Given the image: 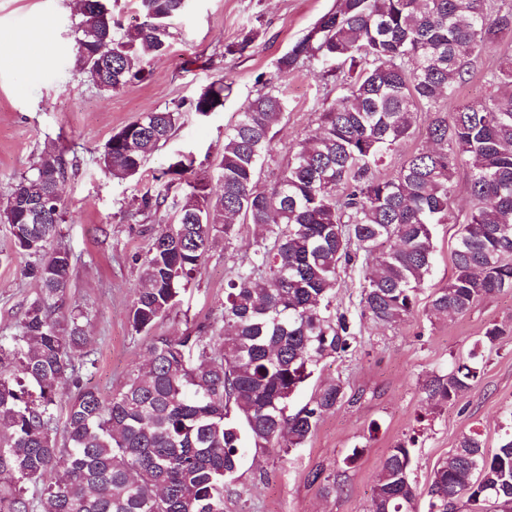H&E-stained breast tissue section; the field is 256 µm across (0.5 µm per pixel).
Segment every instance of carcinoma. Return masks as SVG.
Listing matches in <instances>:
<instances>
[{
  "mask_svg": "<svg viewBox=\"0 0 512 512\" xmlns=\"http://www.w3.org/2000/svg\"><path fill=\"white\" fill-rule=\"evenodd\" d=\"M143 21L126 30L107 0L80 10L76 62L106 92L142 83L147 57L164 54L169 22L185 0H138ZM512 30V10L487 0H340L282 55L277 78L317 60L346 93L318 117L275 183L257 187L286 101L275 87L248 100L224 134L214 198L203 177L185 178L179 160L153 176L155 189L136 199V213L175 209L178 223L151 236L129 309L137 333L149 332L175 306L199 271L215 233L232 245L237 221L260 230L249 257L224 287V332L156 336L145 362L104 397L82 387L85 351L78 310L55 317L70 284L69 253L52 245L63 220L56 182L62 154L43 151L31 173L16 180L0 222L31 258L25 274L41 293L18 332L0 342V512H224L236 493L245 448L291 451L346 398L341 380L320 387L288 415L294 393L326 358L347 355L352 319L334 306L338 271L366 269L360 315L379 325L410 316L434 263L433 229L455 224L453 175L470 170L472 205L451 253L448 282L432 293L428 315H463L481 299L512 288V55L492 76L482 101L452 113L439 108L470 75L484 46ZM224 79L204 87L191 109L224 108ZM431 147L411 155L396 173L377 174L385 156L410 137L419 113ZM178 110L147 112L112 134L102 153L117 180L138 174L172 137ZM189 188L170 194L178 180ZM38 195L44 217L23 207ZM505 335L486 327L467 357L426 381L437 406L463 398L484 369V350ZM66 443L55 433L61 390ZM414 441L396 443L377 475L370 512H417L412 481ZM427 512H512V430L489 453L477 431L433 469Z\"/></svg>",
  "mask_w": 512,
  "mask_h": 512,
  "instance_id": "1",
  "label": "carcinoma"
}]
</instances>
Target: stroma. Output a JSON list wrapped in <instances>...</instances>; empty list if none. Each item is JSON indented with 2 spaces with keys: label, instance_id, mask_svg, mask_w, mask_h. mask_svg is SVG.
Returning <instances> with one entry per match:
<instances>
[{
  "label": "stroma",
  "instance_id": "stroma-1",
  "mask_svg": "<svg viewBox=\"0 0 512 512\" xmlns=\"http://www.w3.org/2000/svg\"><path fill=\"white\" fill-rule=\"evenodd\" d=\"M337 5L338 0H188L171 23L167 53L150 59L149 78L106 93L76 63L80 15L75 0H0V199L46 147L63 149L64 214L54 245L71 256L66 306L82 310L87 321L91 364L82 371L84 385L110 395L146 358L153 337H177L201 322L220 327L225 281L250 254L254 226L238 225L232 245L216 239L176 306L151 333L139 334L128 310L149 231L174 223L176 214L168 209L149 219L137 217L133 200L153 189V174L178 158L191 162L193 174L206 177L209 192L219 194L225 129L275 74L278 59ZM24 36L33 42L28 58L19 59L10 45ZM245 39L247 50L235 52ZM511 46L512 34L485 46L469 81L454 97L442 99V106L451 111L487 94L488 80ZM219 78L227 88L223 109L194 112L191 100ZM280 88L287 110L260 174L262 188L274 181L290 149L314 132L320 112L343 94L314 63L283 79ZM167 108L179 111L176 131L143 172L124 181L106 174L99 157L112 133L143 113ZM457 233V225H436L433 272L418 291L413 315L392 327L361 318L362 269H340L335 305L353 319L356 347L351 355L325 359L289 408L299 409L321 385L335 380L344 382L347 396L323 416L303 447L287 453L248 450L238 494L229 498L226 512H368L376 475L395 442L414 439L413 477L422 493L434 466L462 433L479 431L486 449L498 446L512 426V289L484 298L463 316L434 320L427 315L432 292L451 272ZM28 262L17 251L10 226L0 223L2 342L16 333L39 293L38 282L24 273ZM491 323L503 326L505 334L486 351L480 381L453 405L427 404L425 381L447 373ZM355 448L361 457L344 465Z\"/></svg>",
  "mask_w": 512,
  "mask_h": 512
}]
</instances>
